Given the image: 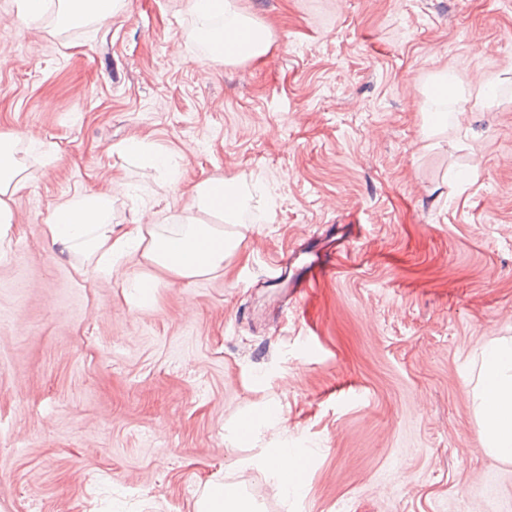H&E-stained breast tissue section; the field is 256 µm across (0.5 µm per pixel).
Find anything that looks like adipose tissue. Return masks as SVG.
Here are the masks:
<instances>
[{"instance_id":"adipose-tissue-1","label":"adipose tissue","mask_w":512,"mask_h":512,"mask_svg":"<svg viewBox=\"0 0 512 512\" xmlns=\"http://www.w3.org/2000/svg\"><path fill=\"white\" fill-rule=\"evenodd\" d=\"M120 4L121 0H20L27 21L41 25L49 20L58 28L107 20ZM191 8L202 22L197 35L209 43L211 59L239 63L268 52L270 32L244 14L237 0H192ZM464 98V89L447 73L435 75L424 101L425 134L447 127L451 106ZM21 144L14 134L0 133V230L13 222L12 198L35 179ZM247 206L239 185L208 178L191 190L188 211L171 213L163 224L137 225L116 238L111 196L84 194L52 208L45 234L61 251L95 260L98 270L108 276L116 271L122 255L136 250L149 265L191 281L223 268L225 257L240 244L239 238L225 236L224 227L240 223ZM481 412L488 453L512 461V344L496 345L484 354Z\"/></svg>"}]
</instances>
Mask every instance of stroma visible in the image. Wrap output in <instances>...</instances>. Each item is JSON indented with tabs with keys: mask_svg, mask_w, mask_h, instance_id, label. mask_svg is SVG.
I'll list each match as a JSON object with an SVG mask.
<instances>
[{
	"mask_svg": "<svg viewBox=\"0 0 512 512\" xmlns=\"http://www.w3.org/2000/svg\"><path fill=\"white\" fill-rule=\"evenodd\" d=\"M237 3L272 45L227 64L191 0L60 30L0 0V132L40 146L0 239V512H197L212 481L259 512H512L477 398L483 351L512 341V0ZM441 70L496 97L427 141ZM214 177L248 186L224 227L244 240L189 283L137 252L105 276L44 233L106 191L119 237ZM291 253L289 278L335 270L291 297L269 281ZM271 401L287 427L231 446ZM283 442L309 459L299 498L254 466Z\"/></svg>",
	"mask_w": 512,
	"mask_h": 512,
	"instance_id": "stroma-1",
	"label": "stroma"
}]
</instances>
